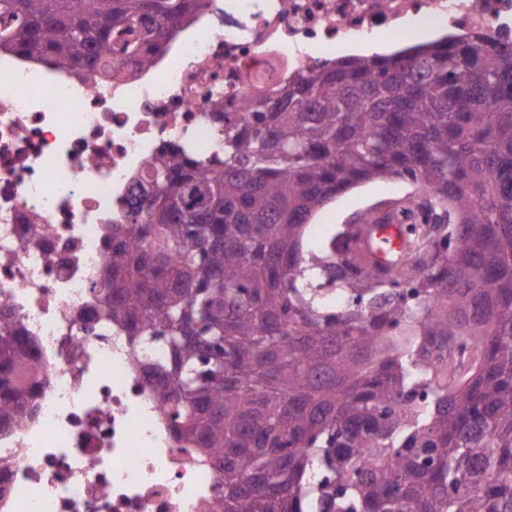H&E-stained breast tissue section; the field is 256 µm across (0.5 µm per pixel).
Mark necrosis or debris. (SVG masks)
Segmentation results:
<instances>
[{
	"mask_svg": "<svg viewBox=\"0 0 512 512\" xmlns=\"http://www.w3.org/2000/svg\"><path fill=\"white\" fill-rule=\"evenodd\" d=\"M414 21L512 45V0H200L154 67L117 81L0 50V320L43 379L32 415L0 427V512H222L223 477L147 382L167 346L99 316L112 227L162 148L221 155L215 113Z\"/></svg>",
	"mask_w": 512,
	"mask_h": 512,
	"instance_id": "1",
	"label": "necrosis or debris"
}]
</instances>
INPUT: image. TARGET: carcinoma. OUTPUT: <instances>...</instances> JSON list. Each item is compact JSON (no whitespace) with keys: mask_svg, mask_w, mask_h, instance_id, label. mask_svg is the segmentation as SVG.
I'll return each instance as SVG.
<instances>
[{"mask_svg":"<svg viewBox=\"0 0 512 512\" xmlns=\"http://www.w3.org/2000/svg\"><path fill=\"white\" fill-rule=\"evenodd\" d=\"M198 0H0V49L59 70L151 67ZM224 113L220 160L152 165L112 225L100 315L162 336L152 389L177 433L224 469L223 512H512V45L474 33L317 65ZM377 179L425 193L401 210L409 253L378 271L349 249L360 215L319 252L307 225ZM450 216L462 243L425 247ZM411 326L414 351L379 337ZM468 336L465 374L434 358ZM33 340L0 322V426L33 398Z\"/></svg>","mask_w":512,"mask_h":512,"instance_id":"carcinoma-1","label":"carcinoma"}]
</instances>
